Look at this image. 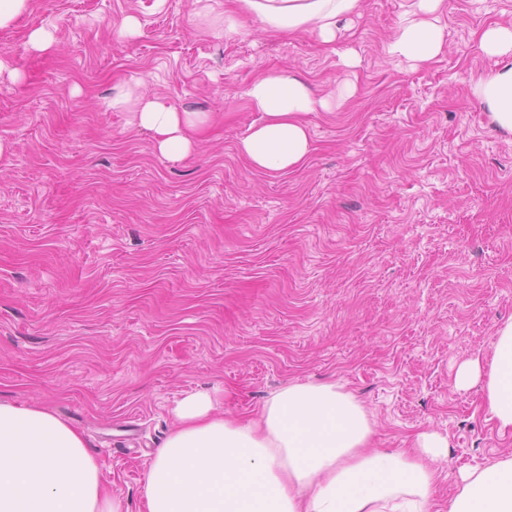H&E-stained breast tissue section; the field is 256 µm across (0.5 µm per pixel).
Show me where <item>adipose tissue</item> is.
I'll list each match as a JSON object with an SVG mask.
<instances>
[{"mask_svg":"<svg viewBox=\"0 0 512 512\" xmlns=\"http://www.w3.org/2000/svg\"><path fill=\"white\" fill-rule=\"evenodd\" d=\"M223 0L208 5L227 36L241 34V16L274 32H310L334 41L342 18L361 0ZM445 0H414L400 20L390 53L429 62L445 46L439 15ZM134 78L112 98L150 131L159 153L184 158L206 117L145 94ZM475 94L493 121L512 132V67L480 78ZM246 95L261 112L238 151L266 173L302 166L313 151L307 115L327 109L286 74L255 79ZM486 384L490 420L512 433V321L497 332L489 364L462 363L455 385ZM173 425L147 462L143 512H434L435 482L447 441L423 435L413 452L370 447L372 425L358 398L336 382L295 381L271 391L255 413L227 417L213 394L193 391L172 408ZM0 512H128L110 495L99 459L84 435L52 411L0 402ZM448 512H512V455L463 472Z\"/></svg>","mask_w":512,"mask_h":512,"instance_id":"obj_1","label":"adipose tissue"}]
</instances>
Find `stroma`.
<instances>
[{
    "instance_id": "stroma-1",
    "label": "stroma",
    "mask_w": 512,
    "mask_h": 512,
    "mask_svg": "<svg viewBox=\"0 0 512 512\" xmlns=\"http://www.w3.org/2000/svg\"><path fill=\"white\" fill-rule=\"evenodd\" d=\"M411 2L364 0L329 44L227 37L197 0H30L0 30L21 73L0 80V400L82 431L129 512L196 390L236 413L297 380L344 385L371 447L447 440L439 512L462 471L512 453L482 385L454 382L512 320V133L472 94L512 66L478 41L512 0H446V46L416 67L388 51ZM275 72L352 94L308 116L304 165L270 174L237 144L261 118L248 86ZM133 75L207 114L188 156L113 111Z\"/></svg>"
}]
</instances>
